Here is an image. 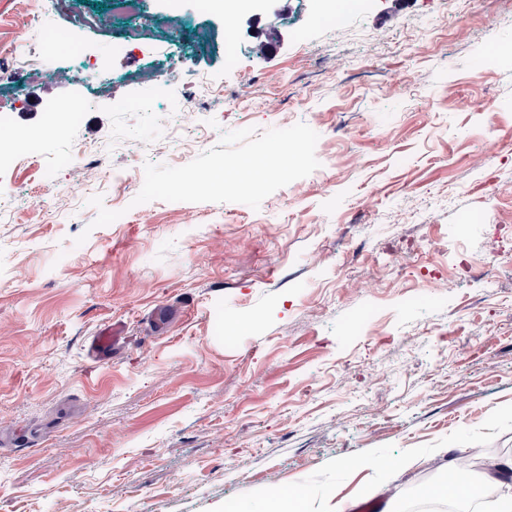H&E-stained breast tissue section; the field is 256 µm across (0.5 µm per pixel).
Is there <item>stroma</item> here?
<instances>
[{
    "label": "stroma",
    "instance_id": "35a3bbf8",
    "mask_svg": "<svg viewBox=\"0 0 512 512\" xmlns=\"http://www.w3.org/2000/svg\"><path fill=\"white\" fill-rule=\"evenodd\" d=\"M29 2L0 0V126L44 136L0 163V512H240L295 485L332 512L426 494L464 456L499 512L512 0H371L337 32L326 0H254L230 26L145 0L178 32L118 52L131 19L86 25L14 82ZM176 57L184 78L158 94L145 76ZM101 58L107 87L79 80ZM55 103L82 110L50 133ZM172 108L184 120L162 126ZM298 123L320 166L259 209L134 202L146 163ZM69 150L80 166L56 164ZM96 195L110 225H92Z\"/></svg>",
    "mask_w": 512,
    "mask_h": 512
}]
</instances>
